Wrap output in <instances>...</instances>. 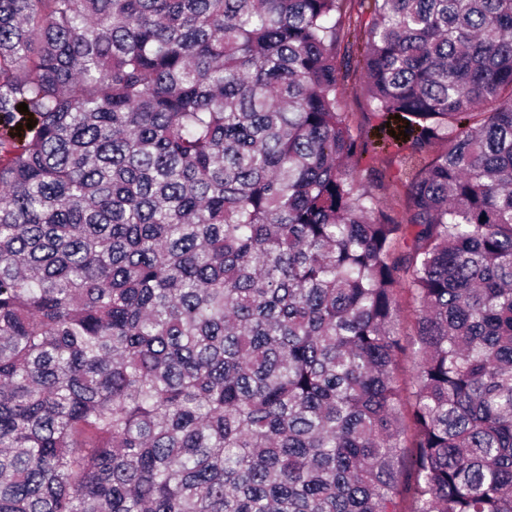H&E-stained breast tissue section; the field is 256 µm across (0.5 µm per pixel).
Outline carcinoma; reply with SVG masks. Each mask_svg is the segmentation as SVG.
<instances>
[{
    "mask_svg": "<svg viewBox=\"0 0 512 512\" xmlns=\"http://www.w3.org/2000/svg\"><path fill=\"white\" fill-rule=\"evenodd\" d=\"M404 499L512 512V0H0V512Z\"/></svg>",
    "mask_w": 512,
    "mask_h": 512,
    "instance_id": "obj_1",
    "label": "carcinoma"
}]
</instances>
